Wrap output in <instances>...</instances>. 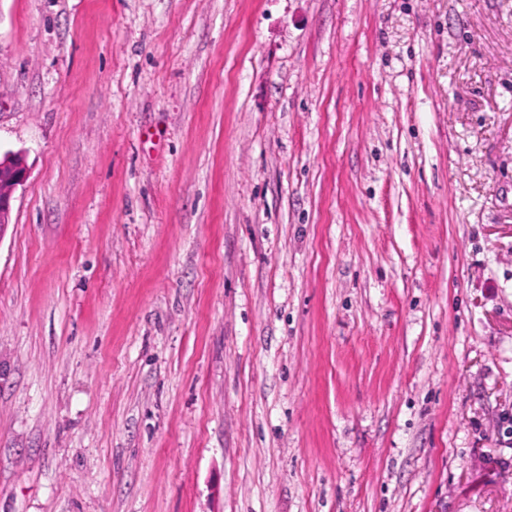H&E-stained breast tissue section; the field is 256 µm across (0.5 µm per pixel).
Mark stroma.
<instances>
[{"mask_svg": "<svg viewBox=\"0 0 512 512\" xmlns=\"http://www.w3.org/2000/svg\"><path fill=\"white\" fill-rule=\"evenodd\" d=\"M0 512H512V0H0ZM1 168L9 167L11 170V178L10 180L1 185L0 182V223L1 229L6 223L7 218L10 216L11 208H12V194L17 186L22 185L24 182L27 170L22 162V160L10 158V160H6L2 162L1 160Z\"/></svg>", "mask_w": 512, "mask_h": 512, "instance_id": "35a3bbf8", "label": "stroma"}]
</instances>
